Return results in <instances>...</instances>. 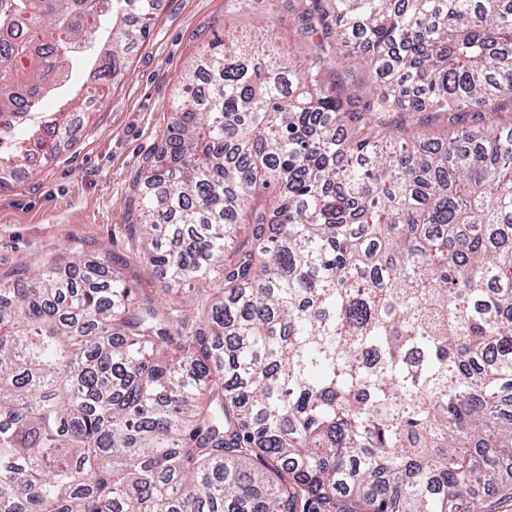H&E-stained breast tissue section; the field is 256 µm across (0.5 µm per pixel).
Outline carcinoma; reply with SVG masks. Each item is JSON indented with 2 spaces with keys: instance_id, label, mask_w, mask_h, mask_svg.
Returning a JSON list of instances; mask_svg holds the SVG:
<instances>
[{
  "instance_id": "carcinoma-1",
  "label": "carcinoma",
  "mask_w": 512,
  "mask_h": 512,
  "mask_svg": "<svg viewBox=\"0 0 512 512\" xmlns=\"http://www.w3.org/2000/svg\"><path fill=\"white\" fill-rule=\"evenodd\" d=\"M131 6L155 0H0V187L89 111H41L74 60L120 79ZM292 24L301 66L229 37L183 78L131 222L166 305L106 256L0 280V512H483L512 487V0ZM421 112L458 128L391 136Z\"/></svg>"
}]
</instances>
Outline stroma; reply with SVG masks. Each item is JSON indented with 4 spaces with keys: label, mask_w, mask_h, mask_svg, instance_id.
Instances as JSON below:
<instances>
[{
    "label": "stroma",
    "mask_w": 512,
    "mask_h": 512,
    "mask_svg": "<svg viewBox=\"0 0 512 512\" xmlns=\"http://www.w3.org/2000/svg\"><path fill=\"white\" fill-rule=\"evenodd\" d=\"M291 0H157L146 39L134 45L121 82L102 86L92 114L48 161L0 189V276L59 257L111 254L141 292L159 298L158 277L129 229L145 161L168 134L176 91L225 33L259 36L270 49L298 48Z\"/></svg>",
    "instance_id": "1"
}]
</instances>
